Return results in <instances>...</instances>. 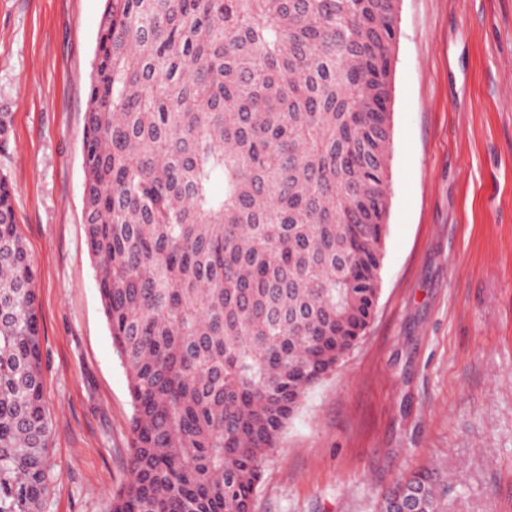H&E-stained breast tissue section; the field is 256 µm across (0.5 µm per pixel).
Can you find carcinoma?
Returning <instances> with one entry per match:
<instances>
[{"mask_svg":"<svg viewBox=\"0 0 512 512\" xmlns=\"http://www.w3.org/2000/svg\"><path fill=\"white\" fill-rule=\"evenodd\" d=\"M397 0H105L85 242L133 404L109 512H252L379 295ZM0 173V512L53 479L37 272ZM433 465L378 512H440Z\"/></svg>","mask_w":512,"mask_h":512,"instance_id":"obj_1","label":"carcinoma"}]
</instances>
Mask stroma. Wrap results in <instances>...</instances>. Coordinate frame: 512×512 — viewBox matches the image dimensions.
Listing matches in <instances>:
<instances>
[{
	"label": "stroma",
	"instance_id": "obj_1",
	"mask_svg": "<svg viewBox=\"0 0 512 512\" xmlns=\"http://www.w3.org/2000/svg\"><path fill=\"white\" fill-rule=\"evenodd\" d=\"M104 0H0V172L37 269L53 481L108 512L133 407L85 245L84 116ZM392 193L376 312L306 395L253 512H377L401 472L441 512H512V0H400Z\"/></svg>",
	"mask_w": 512,
	"mask_h": 512
}]
</instances>
